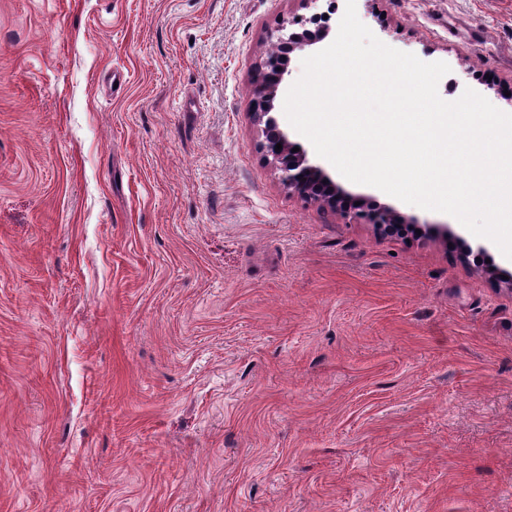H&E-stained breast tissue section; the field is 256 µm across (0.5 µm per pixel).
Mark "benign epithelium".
Instances as JSON below:
<instances>
[{
	"instance_id": "obj_1",
	"label": "benign epithelium",
	"mask_w": 512,
	"mask_h": 512,
	"mask_svg": "<svg viewBox=\"0 0 512 512\" xmlns=\"http://www.w3.org/2000/svg\"><path fill=\"white\" fill-rule=\"evenodd\" d=\"M302 2L304 8L311 10L310 14L283 19L268 34L270 47L260 60L252 82L251 117L261 137L259 149L268 164L278 171L288 192L334 206L348 192L324 168L312 163L305 151H294L295 144L276 118V102L289 75L290 54L324 41L330 31L329 20L324 15L336 11V0H326L324 10L317 7L320 0ZM278 144L282 145L279 151L275 150ZM358 201L362 209L354 216L366 219L379 230L396 224L417 223L414 217L405 216L371 197H360Z\"/></svg>"
}]
</instances>
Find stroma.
Returning a JSON list of instances; mask_svg holds the SVG:
<instances>
[{
  "mask_svg": "<svg viewBox=\"0 0 512 512\" xmlns=\"http://www.w3.org/2000/svg\"><path fill=\"white\" fill-rule=\"evenodd\" d=\"M301 0H0V512H512V290L290 193L254 65ZM512 110V0H360Z\"/></svg>",
  "mask_w": 512,
  "mask_h": 512,
  "instance_id": "35a3bbf8",
  "label": "stroma"
}]
</instances>
